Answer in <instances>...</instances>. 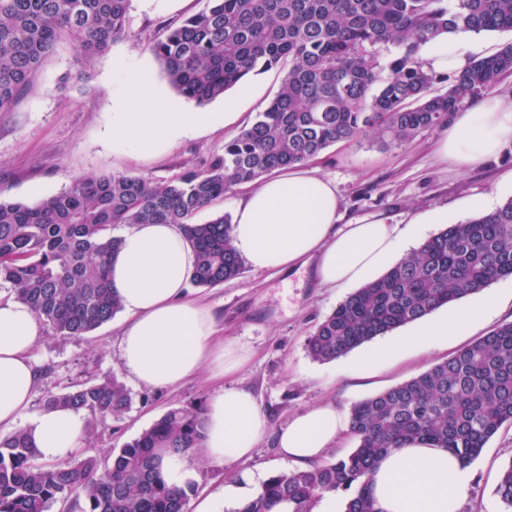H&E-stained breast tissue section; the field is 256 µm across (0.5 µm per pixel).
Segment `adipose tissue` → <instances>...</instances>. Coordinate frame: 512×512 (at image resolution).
Wrapping results in <instances>:
<instances>
[{
    "instance_id": "1",
    "label": "adipose tissue",
    "mask_w": 512,
    "mask_h": 512,
    "mask_svg": "<svg viewBox=\"0 0 512 512\" xmlns=\"http://www.w3.org/2000/svg\"><path fill=\"white\" fill-rule=\"evenodd\" d=\"M468 37L459 34L421 49L437 74L462 70L469 62ZM234 101L220 112H149L112 115V151L149 157L201 130L233 123ZM512 141V96L491 95L456 113L436 142L437 152L466 170L495 156ZM339 199L332 180L301 170L261 177L237 204L232 241L237 253L257 270H287L314 263L320 285L349 288L373 281L405 247L397 225L365 218L339 225ZM196 256L174 224H138L126 232L110 267L112 286L131 320L121 337V361L132 380L146 386L176 387L200 372L220 385L203 411L201 456L212 463L250 460L269 429L254 395L231 384L248 355L216 339L209 307L190 293ZM497 304L482 295L410 333L389 339L361 357L364 366L400 350L429 346L459 335ZM41 325L22 301L0 297V437L23 430L43 461L77 452L87 427L84 411L58 408L31 412L38 382L34 349ZM349 419L332 402L292 416L278 432L281 457L306 467L345 440ZM370 493L376 512H460L470 488V471L455 455L420 441L388 455L374 473Z\"/></svg>"
}]
</instances>
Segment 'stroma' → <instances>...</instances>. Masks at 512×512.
<instances>
[{"label": "stroma", "mask_w": 512, "mask_h": 512, "mask_svg": "<svg viewBox=\"0 0 512 512\" xmlns=\"http://www.w3.org/2000/svg\"><path fill=\"white\" fill-rule=\"evenodd\" d=\"M201 7V0H181L176 9L158 12L144 8L141 0H131L126 35L84 67L69 45H61L14 110L0 112V194L35 204L79 177L122 173L168 179L187 166L223 154L225 141L248 127L276 94L282 78L279 69L251 76L253 94L239 104L240 116L234 123L186 138L153 157L134 159L112 153V115L125 111L131 99L119 74L148 73L152 98L171 104L178 112L195 111V103L169 85L145 45L148 39L160 36L166 25L181 22ZM439 136L436 130L426 132L389 150L366 140L338 143L304 168L335 181L341 223L379 215L404 227L431 215L434 223L422 227L421 236L426 239L447 225L487 214L512 197V142L483 165L458 170L435 154ZM489 291L500 297L501 310L463 335L449 337L428 352L407 350L364 368L358 364L363 353L359 347L325 363L308 355L307 337L347 296L346 291L319 285L312 267L284 271L248 267L224 284L193 288V295L211 306L216 315L218 340L252 351L251 360L231 381L254 394L270 423L248 461L224 466L191 456V481L197 493L221 492L234 477L247 478L250 488L256 489L273 474L293 471V464L283 461L276 447L279 429L293 415L325 401L351 408L512 321V277L496 281ZM124 319V313H117L80 338L42 334L34 350L41 375L33 410H41L45 395L80 381L115 376L128 383L133 395L131 408L98 426L83 444L89 454L103 460L170 409L206 402L215 387L204 373L173 388L131 382L120 359ZM511 462L512 426L506 425L471 464L473 490L463 501L461 512H512L497 493L501 472Z\"/></svg>", "instance_id": "obj_1"}]
</instances>
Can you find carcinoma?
I'll return each mask as SVG.
<instances>
[{
  "instance_id": "carcinoma-1",
  "label": "carcinoma",
  "mask_w": 512,
  "mask_h": 512,
  "mask_svg": "<svg viewBox=\"0 0 512 512\" xmlns=\"http://www.w3.org/2000/svg\"><path fill=\"white\" fill-rule=\"evenodd\" d=\"M130 0H0V112H10L45 60L63 43L89 63L130 26ZM512 31V0H205L204 7L151 40L147 51L172 88L201 106L251 75L278 68L279 90L255 121L224 143V154L171 179L89 176L30 205L0 197V284L27 303L55 336H85L122 310L108 259L120 224H176L196 252L190 282L214 287L238 277L243 259L224 213L197 215L234 187L308 162L340 142L381 149L448 124L457 109L512 75V41L464 70L425 69L423 45L458 32ZM390 44L385 63L372 47ZM512 277V199L451 224L349 294L307 338L329 362L399 327ZM132 394L115 378L51 393L42 407L88 414V429L118 418ZM203 409H172L113 452L36 459L21 431L0 438V512H187L194 485H167L164 453L202 447ZM357 446L310 470L266 479L235 512H312L325 493L344 494L343 512H374L369 480L379 460L410 439L474 462L512 425V322L429 370L354 403ZM512 508V462L497 486Z\"/></svg>"
}]
</instances>
